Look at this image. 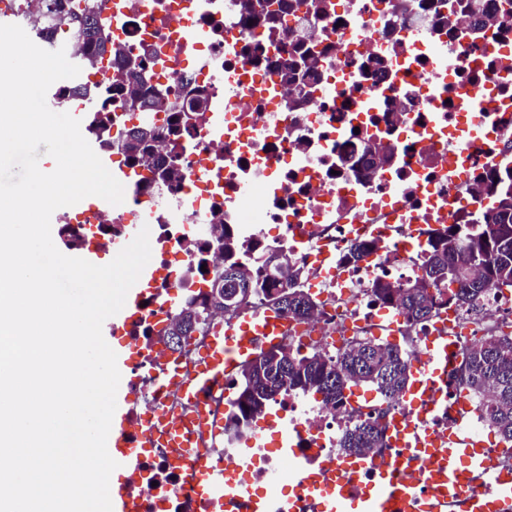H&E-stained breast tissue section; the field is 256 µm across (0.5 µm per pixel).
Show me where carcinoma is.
I'll return each instance as SVG.
<instances>
[{
	"instance_id": "obj_1",
	"label": "carcinoma",
	"mask_w": 512,
	"mask_h": 512,
	"mask_svg": "<svg viewBox=\"0 0 512 512\" xmlns=\"http://www.w3.org/2000/svg\"><path fill=\"white\" fill-rule=\"evenodd\" d=\"M240 10L269 28H274L282 17L302 6V0H238ZM50 15L30 18L33 29L48 27L58 9L66 8L69 19H78L77 28L87 45L81 61L84 70H99L103 60L113 57L121 61L131 53L112 39L100 22L98 13L81 0H52ZM474 14L472 0H442L438 12L440 24L450 33L458 32V21L464 15ZM477 24L481 29L512 26V0H497L494 9L483 12ZM292 62L279 69L281 80L294 87L295 61L305 64L307 75L321 67L323 51L298 43L291 50ZM135 70L119 71L117 79L108 86L86 84L79 88L81 97L89 105L87 135L102 150V156L111 157L112 149L122 139L127 140V160L145 164L154 158L156 143L181 132L185 121L176 103L165 96L157 97L140 81V72L147 59L136 56ZM123 99L126 106L137 105L171 112L170 124L162 130L151 124H142L126 130L120 117L109 108L113 97ZM157 176L165 182H176L182 177L177 157L157 163ZM487 193L494 198V206L482 212L468 224H449L434 232L423 253L419 273L402 283L377 279L372 295L382 303L399 307L408 319L421 322L430 319L442 305L462 308L483 296L487 288H512V171L503 172L488 180ZM59 238L66 249H83L86 239L69 224L59 228ZM213 244L223 251L224 266L215 280H224V301L236 303L242 299L266 292L277 277L268 273L266 262H257L243 256L238 239L224 235V225H217ZM307 277L305 268L288 267V278L281 287L267 295L273 309L292 318L307 319L319 307L303 288ZM211 295L197 305L191 303L179 310L166 327L164 337L169 348L172 336H189L205 324ZM456 387L480 398L492 394L484 407V417L496 431L500 441L512 444V336H497L465 350L464 358L454 374ZM411 381V366L406 353L396 345H385L374 338L353 347L340 349L333 356L320 351L302 353L286 346L270 349L267 358L250 372H240L234 383L238 386L236 400L227 412V431L237 436L251 416L279 392L296 390L318 396L334 408L342 406L349 393L361 385L372 386L381 396L391 399L407 389ZM380 432L371 421H363L348 430L340 448L347 454H357L374 447Z\"/></svg>"
}]
</instances>
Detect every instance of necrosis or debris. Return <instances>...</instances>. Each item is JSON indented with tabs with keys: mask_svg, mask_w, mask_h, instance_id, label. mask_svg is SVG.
Returning a JSON list of instances; mask_svg holds the SVG:
<instances>
[{
	"mask_svg": "<svg viewBox=\"0 0 512 512\" xmlns=\"http://www.w3.org/2000/svg\"><path fill=\"white\" fill-rule=\"evenodd\" d=\"M114 43L149 54L145 86L162 89L179 106L196 94L207 98L178 141L163 140L158 155L178 153L182 180L168 183L139 167L125 182L124 200L96 209L83 222L101 228L100 247L120 251L130 225L148 226L160 259L144 303L123 321L121 336L139 351L130 364L131 403L123 430L141 453L140 469L123 486L138 512H203L191 493L195 462L232 471L241 487L222 512H250L263 498L266 512H282L303 495L307 475L335 470L347 456L344 432L375 418L380 446L361 452L368 470L395 455L393 427L478 441L499 464H512V447L490 440L483 399L456 391L460 352L477 338L512 335V291L491 292L476 313L441 307L412 323L393 305L374 301V280L401 282L419 272L431 235L443 225L471 222L487 209L493 172L512 169V28L488 30L476 41L448 33L438 22V0H305L279 27L250 22L235 0H96ZM319 42L324 58L311 96L288 106L289 91L277 64L293 44ZM385 60V71L368 67ZM398 100L392 118L385 100ZM394 145L390 161L375 156L379 142ZM236 235L257 257L276 253L304 266V289L319 301L316 313L289 320L288 342L330 354L352 341L402 337L413 371L429 368L434 338L451 341L443 375L423 389L417 405L349 399L336 409L297 392L275 397L270 411L229 437V388L205 401L207 420L195 426L193 447H145V416L157 411L170 422L190 415L168 383V357L192 374L214 327L213 317L192 348L172 353L161 332L175 312L200 301L224 265L221 253L199 260L195 246L214 225ZM365 247L354 264L343 256ZM205 262L204 273L187 271ZM181 457L173 466V457Z\"/></svg>",
	"mask_w": 512,
	"mask_h": 512,
	"instance_id": "1",
	"label": "necrosis or debris"
}]
</instances>
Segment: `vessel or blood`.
<instances>
[{
  "mask_svg": "<svg viewBox=\"0 0 512 512\" xmlns=\"http://www.w3.org/2000/svg\"><path fill=\"white\" fill-rule=\"evenodd\" d=\"M287 326L276 311L264 317L243 315L234 330L216 332L195 373L177 384L184 395L202 400L225 378L247 363L259 348L275 347ZM424 454L432 461L427 485L402 474L401 460L393 459L375 481L357 477L359 462L348 460L346 477L330 484L310 479L311 497L320 512H512V470L492 463L479 448L460 439L448 443L426 438ZM196 499L216 512L236 495L227 473L200 467L194 485Z\"/></svg>",
  "mask_w": 512,
  "mask_h": 512,
  "instance_id": "vessel-or-blood-1",
  "label": "vessel or blood"
}]
</instances>
